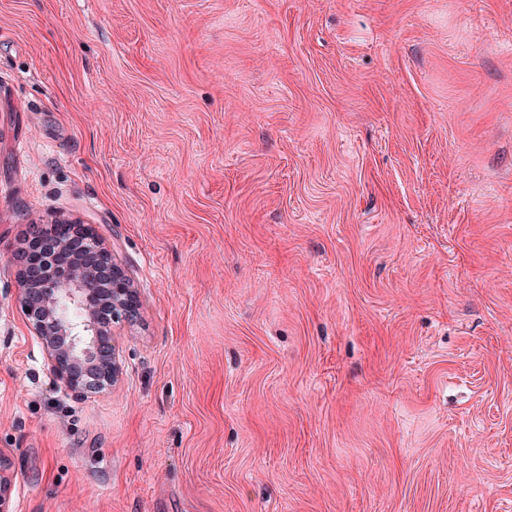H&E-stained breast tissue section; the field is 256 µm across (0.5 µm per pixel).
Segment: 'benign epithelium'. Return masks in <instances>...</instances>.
<instances>
[{
  "label": "benign epithelium",
  "mask_w": 512,
  "mask_h": 512,
  "mask_svg": "<svg viewBox=\"0 0 512 512\" xmlns=\"http://www.w3.org/2000/svg\"><path fill=\"white\" fill-rule=\"evenodd\" d=\"M14 263L18 301L53 381L76 397L111 389L122 376L113 327L140 316L114 253L86 224H33ZM9 470L0 459V512H9Z\"/></svg>",
  "instance_id": "benign-epithelium-1"
}]
</instances>
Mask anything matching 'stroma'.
<instances>
[{
    "label": "stroma",
    "mask_w": 512,
    "mask_h": 512,
    "mask_svg": "<svg viewBox=\"0 0 512 512\" xmlns=\"http://www.w3.org/2000/svg\"><path fill=\"white\" fill-rule=\"evenodd\" d=\"M138 291L49 376L30 224ZM10 512H512V0H0Z\"/></svg>",
    "instance_id": "stroma-1"
}]
</instances>
